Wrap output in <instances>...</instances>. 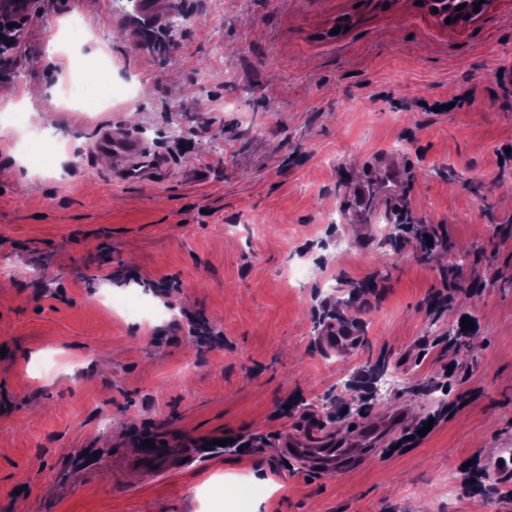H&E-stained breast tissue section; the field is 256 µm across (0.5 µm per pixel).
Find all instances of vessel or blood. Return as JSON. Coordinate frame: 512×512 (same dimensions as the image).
Masks as SVG:
<instances>
[{"instance_id": "1", "label": "vessel or blood", "mask_w": 512, "mask_h": 512, "mask_svg": "<svg viewBox=\"0 0 512 512\" xmlns=\"http://www.w3.org/2000/svg\"><path fill=\"white\" fill-rule=\"evenodd\" d=\"M36 0H0V17L18 23L32 19ZM94 152L110 155L113 180L133 185L144 181L165 180L171 172V161L161 151L152 148L138 134L113 127L98 130L92 141ZM405 170L379 161L367 180L351 186L345 199V209L351 220L366 221L380 204H398L404 187ZM326 351L359 350L366 343L361 328L350 319L324 323L317 338ZM399 413L358 418L350 438L341 439L333 431L320 426H299L283 430L279 446L284 456L303 471L324 470L341 473L357 461L381 453L401 433ZM168 455L161 444L139 448L137 460L148 475H155L157 465ZM503 487L512 486V448H496L484 460Z\"/></svg>"}]
</instances>
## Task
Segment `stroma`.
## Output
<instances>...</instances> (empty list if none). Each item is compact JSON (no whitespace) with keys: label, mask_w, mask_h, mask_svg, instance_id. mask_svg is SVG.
Here are the masks:
<instances>
[{"label":"stroma","mask_w":512,"mask_h":512,"mask_svg":"<svg viewBox=\"0 0 512 512\" xmlns=\"http://www.w3.org/2000/svg\"><path fill=\"white\" fill-rule=\"evenodd\" d=\"M42 6L28 54L0 57L15 92L0 99V512H512L511 491L465 495L459 471L512 448V0L464 29L414 0H178L150 28L128 0ZM101 53L111 108L67 107L74 61ZM17 106L29 127L75 130V150L27 165ZM105 125L166 153L168 179L112 182L90 150ZM384 153L413 168L405 207L447 227V250L396 254L386 210L365 229L329 223L341 175ZM131 297L161 317H129ZM465 312L478 333L437 345ZM329 317L360 324L365 348L321 349ZM446 364L465 403L349 472L309 475L275 444L188 454L311 422L349 435L339 408L388 370L402 382L369 412L403 402L414 425ZM139 432L180 450L159 475L134 458Z\"/></svg>","instance_id":"1"}]
</instances>
